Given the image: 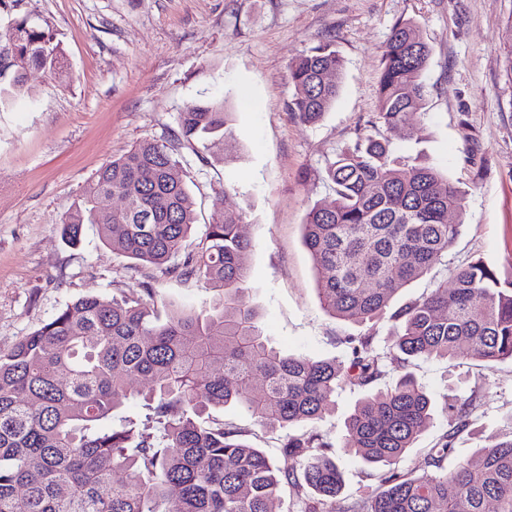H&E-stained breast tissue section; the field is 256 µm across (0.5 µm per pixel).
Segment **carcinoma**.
I'll list each match as a JSON object with an SVG mask.
<instances>
[{
	"label": "carcinoma",
	"mask_w": 512,
	"mask_h": 512,
	"mask_svg": "<svg viewBox=\"0 0 512 512\" xmlns=\"http://www.w3.org/2000/svg\"><path fill=\"white\" fill-rule=\"evenodd\" d=\"M0 94L25 88L28 69L61 76L67 64L48 27L27 17L0 31ZM431 49L412 19L397 21L380 55L375 134L357 132L335 154L325 181L331 203L308 209L303 242L322 308L345 321L376 324L392 299L429 275L461 234L465 194L421 156L398 153L383 131L427 105ZM346 61L331 41L293 57L288 109L315 125L333 107ZM232 121L222 102L195 101L179 115L178 140L210 138ZM175 146L145 139L97 172L75 210L60 220L68 244L83 225L103 242L162 274L194 279L213 292L200 310L162 314L151 286L122 299L87 296L58 310L0 352V512H268L283 489L298 512H326L342 489L335 446L313 430L291 428L322 416L338 387L364 388L385 373L374 333L348 337L352 359L314 360L269 347L250 302L239 211L206 225L205 248L185 247L195 202L180 179ZM125 205L112 209V197ZM393 356L405 362L464 353L492 369L512 360V271L478 259L437 279L434 288L391 314ZM146 410L143 427L112 428L129 380ZM261 378L262 393L253 391ZM235 404L258 425L281 431L280 457L240 439L212 417ZM477 396L448 405V430L428 449L431 473L398 464L434 417V402L409 372L360 400L345 421L342 447L380 464L376 492L339 512H512V431L445 466L455 440L472 430ZM119 470L126 479L115 484ZM26 490L24 500L16 490Z\"/></svg>",
	"instance_id": "cac0c4a2"
}]
</instances>
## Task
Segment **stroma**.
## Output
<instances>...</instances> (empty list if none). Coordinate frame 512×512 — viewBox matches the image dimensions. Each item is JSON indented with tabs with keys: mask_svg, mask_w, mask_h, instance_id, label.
<instances>
[{
	"mask_svg": "<svg viewBox=\"0 0 512 512\" xmlns=\"http://www.w3.org/2000/svg\"><path fill=\"white\" fill-rule=\"evenodd\" d=\"M28 17L60 41L68 73L32 69L21 95L0 103V351L82 296L121 298L150 283L174 310L201 307L210 292L193 280L135 265L83 228L78 246L61 238L70 211L107 161L143 139L175 141L190 103L227 100L235 146L202 161L179 144L175 157L196 203L187 247L200 249L206 225L222 209L242 212L251 242L248 286L264 333L278 350L348 360L345 339L367 333L321 307L304 217L332 200L322 182L328 159L356 131H369L376 109L379 60L396 21L415 19L432 49L426 111L407 113L389 132L406 153L427 162L465 192L464 226L436 272L472 259L512 271V0H16L0 7V29ZM334 39L346 60L338 98L324 120L308 126L288 110L292 57ZM251 108H242V94ZM373 347L388 352L387 328ZM411 372L436 405L478 395L476 433L459 437L449 464L512 429V361L487 369L475 358H421ZM388 359L368 390H337L313 430L336 444L343 478L337 505L378 484L379 471L342 449L344 422L366 391L394 384ZM277 455L280 435L255 425L240 407L215 412Z\"/></svg>",
	"mask_w": 512,
	"mask_h": 512,
	"instance_id": "obj_1",
	"label": "stroma"
}]
</instances>
